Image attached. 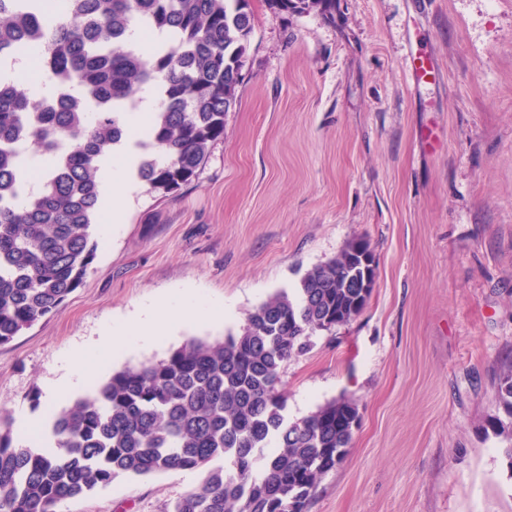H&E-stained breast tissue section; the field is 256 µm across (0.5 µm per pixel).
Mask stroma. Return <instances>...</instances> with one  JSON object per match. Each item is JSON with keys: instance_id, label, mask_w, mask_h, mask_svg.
I'll return each instance as SVG.
<instances>
[{"instance_id": "35a3bbf8", "label": "stroma", "mask_w": 512, "mask_h": 512, "mask_svg": "<svg viewBox=\"0 0 512 512\" xmlns=\"http://www.w3.org/2000/svg\"><path fill=\"white\" fill-rule=\"evenodd\" d=\"M238 103L197 176L140 184L124 224L96 222L95 258L59 313L0 345V410L50 418L67 359L105 326L183 288L223 302L113 357L137 369L188 339L223 340L276 292L370 242L363 311L281 368L289 419L355 405L351 447L307 512H512V464L490 421L512 363V0H327L278 15L251 0ZM439 76L413 85L412 48ZM200 472L120 476L64 512H167Z\"/></svg>"}]
</instances>
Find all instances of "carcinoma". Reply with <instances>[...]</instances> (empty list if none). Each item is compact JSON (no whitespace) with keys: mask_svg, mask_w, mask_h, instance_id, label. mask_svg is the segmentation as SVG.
<instances>
[{"mask_svg":"<svg viewBox=\"0 0 512 512\" xmlns=\"http://www.w3.org/2000/svg\"><path fill=\"white\" fill-rule=\"evenodd\" d=\"M265 2L283 14L325 0ZM253 23L250 0H0V59L38 54L26 79L50 88L33 99L0 76V345L60 312L83 281L101 157L133 141L138 177L164 194L197 175L237 105ZM140 24L169 44L130 46ZM146 86L161 106L132 140L125 115ZM364 254L368 242L350 241L294 291L257 306L237 335L191 338L159 362L113 373L54 417V453L16 438L0 412V512H61L116 477L170 470L203 472L172 512H306L320 477L347 455L358 413L339 399L289 419L280 367L364 309L363 285L376 278ZM496 395L504 418L494 428L512 467V365Z\"/></svg>","mask_w":512,"mask_h":512,"instance_id":"obj_1","label":"carcinoma"}]
</instances>
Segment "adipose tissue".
<instances>
[{
	"label": "adipose tissue",
	"instance_id": "obj_1",
	"mask_svg": "<svg viewBox=\"0 0 512 512\" xmlns=\"http://www.w3.org/2000/svg\"><path fill=\"white\" fill-rule=\"evenodd\" d=\"M135 163L134 154L123 151L106 155L101 161L106 223L118 224L124 219L126 205L136 190L133 181ZM223 318V305L202 301L193 292L166 296L148 307L133 324L107 327L95 348L72 354L70 363L74 368V382L85 383L96 376L112 357L128 349L131 339L149 342L159 339L177 323L220 321Z\"/></svg>",
	"mask_w": 512,
	"mask_h": 512
}]
</instances>
